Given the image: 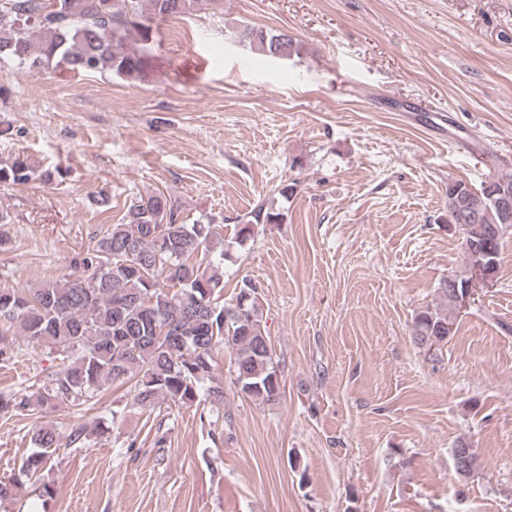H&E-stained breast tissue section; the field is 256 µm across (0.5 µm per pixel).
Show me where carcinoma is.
Wrapping results in <instances>:
<instances>
[{
	"mask_svg": "<svg viewBox=\"0 0 512 512\" xmlns=\"http://www.w3.org/2000/svg\"><path fill=\"white\" fill-rule=\"evenodd\" d=\"M223 0H0V60L7 58L31 74L65 66L81 73L110 72L131 77L149 65L157 25L172 17L217 9ZM135 37L139 52L125 49ZM239 41L263 55L287 59L293 40L246 27ZM48 183L51 173L36 172L17 156L0 163V184ZM512 194V174L494 176L478 189L448 183V223L461 225L462 240L485 247L500 260L501 241L512 228V213L501 207V192ZM472 197L481 205L476 218L462 211ZM280 214L260 205L238 225L245 243L256 224H275ZM466 265L441 287L448 308L425 307L412 322V338L432 348L448 342L455 322L457 289L470 278L477 253L464 248ZM224 251L213 245L211 225L186 223L174 200L161 192L140 196L121 222L95 241L74 276L38 288H0V336H20L27 344L49 347L62 367L44 391L0 394V414L15 415L32 406L50 409L65 401L92 399L114 384L130 385L134 404L151 409L160 400L182 406L200 401L201 384L212 378L214 351H231L230 375L239 392L260 404L280 398V380L266 332L258 287L243 280L224 300ZM243 311L235 302L244 292ZM85 436L74 426L67 439L50 425L32 437L35 451L18 475L0 481V500L14 497L41 472L62 444ZM455 472L470 476L477 455L465 441L453 448Z\"/></svg>",
	"mask_w": 512,
	"mask_h": 512,
	"instance_id": "carcinoma-1",
	"label": "carcinoma"
}]
</instances>
